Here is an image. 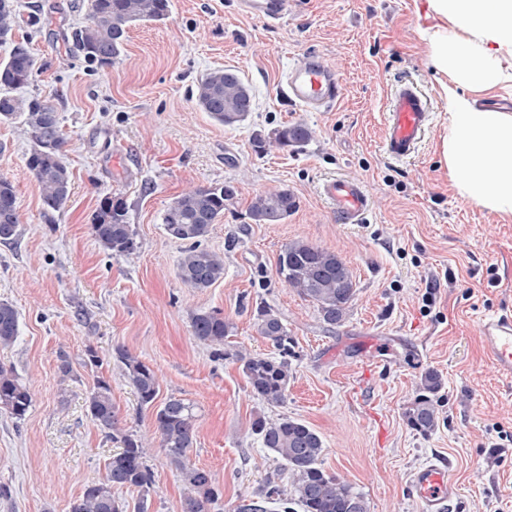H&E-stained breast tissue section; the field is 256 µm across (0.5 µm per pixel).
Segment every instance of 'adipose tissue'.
I'll list each match as a JSON object with an SVG mask.
<instances>
[{
  "instance_id": "1",
  "label": "adipose tissue",
  "mask_w": 512,
  "mask_h": 512,
  "mask_svg": "<svg viewBox=\"0 0 512 512\" xmlns=\"http://www.w3.org/2000/svg\"><path fill=\"white\" fill-rule=\"evenodd\" d=\"M422 29L448 103L442 155L458 193L512 220V113L475 94L512 84V0H427Z\"/></svg>"
}]
</instances>
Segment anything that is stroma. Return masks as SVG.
<instances>
[{
  "label": "stroma",
  "instance_id": "obj_1",
  "mask_svg": "<svg viewBox=\"0 0 512 512\" xmlns=\"http://www.w3.org/2000/svg\"><path fill=\"white\" fill-rule=\"evenodd\" d=\"M15 38L29 36L32 81L20 96L57 110L71 192L45 213L27 167L34 141L23 119L0 123V179L16 192L19 235L0 244V300L19 312L14 344L0 366L29 386L21 420L0 415V512H70L118 451L86 411L98 379L109 381L118 423L152 440L149 495L114 487L133 512H182L186 491L157 445L151 410L141 407L116 358L123 349L152 366L159 399L194 403L191 463L211 471L222 492L207 512H239L268 484L290 489L281 460L251 429L255 418L299 419L322 436V468L348 481L370 512H422L411 478L445 463L459 488L447 512H512V379L488 359L483 317L512 310V221L461 197L441 156L448 104L429 48L427 0H290L269 23L243 15L238 0H172L160 22L132 27L121 56L89 65L73 45L89 0H17ZM332 66L344 88L323 112L292 106L282 92L290 66L308 52ZM216 68L239 71L254 93L249 118L215 123L194 98ZM413 81L431 106L414 156L386 157L381 142L391 94ZM306 124L302 148L267 147L283 125ZM361 182L371 209L340 221L322 197L328 178ZM234 183L238 195L206 240L224 257V277L198 291L177 274L184 242L162 217L185 189ZM289 190L298 206L282 224H257L252 198ZM121 197L139 247L99 248L91 224L104 197ZM304 240L339 255L356 296L346 320L324 324L311 301L276 272L280 251ZM267 305L294 340L284 402L258 400L236 353L277 355L260 336L255 309ZM220 311L233 330L225 358L192 333L191 314ZM96 352L101 366L90 365ZM72 373L62 379V361ZM436 371L440 425L424 435L406 414L424 371Z\"/></svg>",
  "mask_w": 512,
  "mask_h": 512
}]
</instances>
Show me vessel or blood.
<instances>
[{
	"mask_svg": "<svg viewBox=\"0 0 512 512\" xmlns=\"http://www.w3.org/2000/svg\"><path fill=\"white\" fill-rule=\"evenodd\" d=\"M287 0H240L242 13L268 21L279 20ZM343 88L335 70L314 52L288 69L284 94L288 101L307 111H322L336 103ZM431 119L428 103L414 84H401L389 109L383 147L394 159L411 156L421 142ZM320 192L337 215L349 222L362 221L370 210V199L363 185L345 177L325 180ZM481 335L489 359L501 375L512 378V313L483 319ZM412 491L424 512H445L447 502L457 495L446 466L429 464L413 475Z\"/></svg>",
	"mask_w": 512,
	"mask_h": 512,
	"instance_id": "1",
	"label": "vessel or blood"
}]
</instances>
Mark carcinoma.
<instances>
[{"label": "carcinoma", "instance_id": "obj_1", "mask_svg": "<svg viewBox=\"0 0 512 512\" xmlns=\"http://www.w3.org/2000/svg\"><path fill=\"white\" fill-rule=\"evenodd\" d=\"M170 0H91L86 25L75 32L74 47L84 58L99 66L112 64L121 54L130 27L137 22L160 21L169 16ZM16 19L14 0H0V43H11L8 58L0 62V122L24 120L35 141L27 160L41 188L43 205L57 211L70 194V175L63 161L64 143L58 113L47 101L31 96L24 99L11 91L29 83L35 60L28 40H13ZM250 85L232 69H215L198 82V108L217 123L234 127L253 110ZM310 137L302 124L284 125L272 133L281 147H301ZM237 196V188L226 184L214 188H193L182 193L163 215L166 232L187 244L178 264V275L189 288L203 290L224 278V257L208 249L204 241L224 208ZM297 208L294 195L287 189H273L255 195L249 212L257 224H280ZM16 195L12 184L0 179V243L8 244L18 235ZM92 234L105 250L116 255L131 254L137 247L136 236L127 221L125 203L106 197L91 224ZM277 274L286 286L311 300L322 320L329 325L342 323L356 295L355 283L347 264L332 251L303 240L284 246L277 260ZM194 336L221 351L232 324L219 311H199L191 315ZM257 332L279 349V356L251 355L239 352L236 361L251 393L268 404H281L292 376L288 360V329L274 311L261 308L257 314ZM19 313L7 301H0V348L14 344L18 336ZM123 376L134 387L140 405L155 413L159 445L187 490L183 512H206V505L218 500L220 490L209 471L190 463L188 453L196 441V407L181 398L169 397L156 403L159 382L155 370L125 350L117 352ZM424 391L408 412L410 425L430 432L437 427L438 411L431 395L441 386L439 375L427 370L421 376ZM32 404L29 387L11 369L0 366V413L22 420ZM91 420L112 440L121 443L106 467L105 478L85 488L71 512H125L112 495L115 486L139 489L147 494L153 474L145 457L149 444L137 434L119 427L112 403L111 385L100 379L86 400ZM252 431L264 447L283 461L293 487L285 497L298 503L303 512H369L365 497L346 480L327 473L320 466L324 451L321 436L309 425L288 416L276 420L257 418ZM282 497L277 486L257 501L242 506L244 512H266V501Z\"/></svg>", "mask_w": 512, "mask_h": 512}]
</instances>
